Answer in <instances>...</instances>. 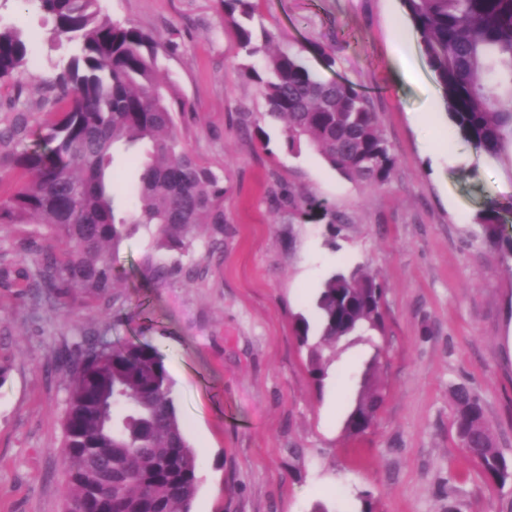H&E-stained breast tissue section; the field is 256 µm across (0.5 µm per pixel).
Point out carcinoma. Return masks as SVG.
Returning <instances> with one entry per match:
<instances>
[{"label": "carcinoma", "mask_w": 512, "mask_h": 512, "mask_svg": "<svg viewBox=\"0 0 512 512\" xmlns=\"http://www.w3.org/2000/svg\"><path fill=\"white\" fill-rule=\"evenodd\" d=\"M36 2L51 21L46 41L71 46L68 59L43 81L41 105L55 115L35 133L16 112L0 130V165L24 179L0 198V224H31L21 251L37 254L26 287L47 305L71 298L93 315L112 309L120 279L118 247L138 227H154L160 246L186 252L200 226L224 234V180L196 158L176 132V98L158 73L156 36L106 14L100 0ZM237 34L248 78L267 104L265 116L285 125L289 150L305 144L351 181L381 187L396 159L369 101L353 86L326 81L297 54L267 51L273 35L254 24L257 0H216ZM422 56L441 91L448 121L476 156L512 148V0H401ZM263 58L262 64L255 59ZM26 32L0 24V85L29 72ZM137 153L138 179L123 197L115 161ZM302 215L316 201L273 192ZM506 208L489 202L475 215L488 229L504 224ZM384 286L354 270L329 277L314 314L321 343L384 333ZM69 377L62 463L71 492L66 512H190L200 463L188 444L159 350L95 334L55 355ZM455 424L467 454L489 483L512 479L494 447L479 399L465 386L453 392ZM382 396L365 383L347 426L363 431Z\"/></svg>", "instance_id": "carcinoma-1"}]
</instances>
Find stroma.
<instances>
[{"label": "stroma", "mask_w": 512, "mask_h": 512, "mask_svg": "<svg viewBox=\"0 0 512 512\" xmlns=\"http://www.w3.org/2000/svg\"><path fill=\"white\" fill-rule=\"evenodd\" d=\"M113 18L158 37L159 68L191 111L177 115L187 147L224 176V233L201 227L188 252L158 247L139 228L116 257L122 279L109 316L80 303L39 304L23 284L0 287V512H65L62 420L69 380L56 352L88 328L156 346L200 484L191 512H512V481L492 487L453 427L452 390L481 401L494 445L512 464V224L474 217L512 199V153L476 157L441 105L417 43L401 63L392 28L409 30L400 0H259L274 49H292L323 78L369 100L396 158L390 181L347 180L316 152H289L282 122L260 143L241 123L265 101L244 74L235 31L215 0H101ZM0 22L31 37L32 76L0 89L39 129L40 81L68 46L49 47L43 15L0 0ZM434 109L430 125L416 121ZM477 176H470V169ZM287 188L333 206L336 224L272 213ZM362 268L385 287V333L351 336L324 352L323 378L299 345L325 280ZM383 403L370 429L350 433L369 364ZM511 209V203L504 208L496 202L490 201L484 209L475 215V223L482 224L488 229H497L499 225L504 224L503 213Z\"/></svg>", "instance_id": "1"}]
</instances>
